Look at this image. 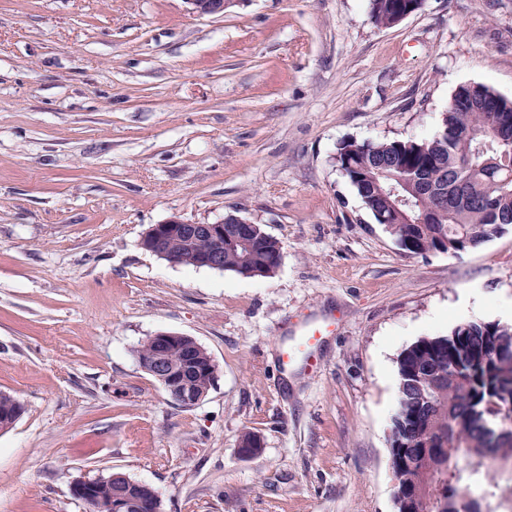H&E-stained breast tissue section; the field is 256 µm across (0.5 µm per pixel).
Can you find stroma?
<instances>
[{"instance_id":"1","label":"stroma","mask_w":512,"mask_h":512,"mask_svg":"<svg viewBox=\"0 0 512 512\" xmlns=\"http://www.w3.org/2000/svg\"><path fill=\"white\" fill-rule=\"evenodd\" d=\"M512 99V0H423L377 27L368 0H0V512H84L114 469L163 512H396L395 361L445 335L438 308L512 300V225L411 256L338 170L340 145L432 136L452 94ZM282 245L269 278L140 246L177 216L227 214ZM332 330L316 375L281 383V342ZM162 331L217 365L175 404L136 351ZM260 452L241 457L244 432ZM239 2L240 0H185L190 13L200 16L224 14V11Z\"/></svg>"}]
</instances>
